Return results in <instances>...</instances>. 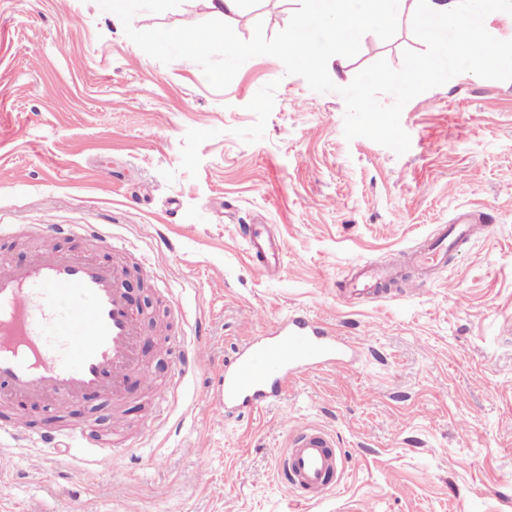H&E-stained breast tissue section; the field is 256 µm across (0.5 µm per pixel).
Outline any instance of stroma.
Returning <instances> with one entry per match:
<instances>
[{
    "label": "stroma",
    "instance_id": "obj_1",
    "mask_svg": "<svg viewBox=\"0 0 512 512\" xmlns=\"http://www.w3.org/2000/svg\"><path fill=\"white\" fill-rule=\"evenodd\" d=\"M297 0H247L227 22L250 39L283 30ZM79 25H70L71 15ZM206 0L139 30L212 19ZM425 45L402 17L387 41L365 34L345 70L355 76ZM339 94L313 92L271 56L248 60L223 90L189 60L149 57L95 0H0V224H106L133 255L160 268L143 360L168 382L180 354L155 335L173 303L176 327L208 331L214 363L303 310L360 350L343 370L293 381L276 404L224 421L186 379L168 415L131 384L122 408L99 396L60 414L122 437L114 463L52 455L0 436L13 468L0 512H512V81L456 77L408 102L399 155L346 140ZM488 231L453 250L434 281L388 284L379 299L344 303L361 263L417 247L461 209ZM265 224L279 264L259 270L240 234ZM332 430L346 471L323 500L297 503L277 474L288 427Z\"/></svg>",
    "mask_w": 512,
    "mask_h": 512
}]
</instances>
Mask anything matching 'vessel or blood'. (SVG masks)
<instances>
[{
	"label": "vessel or blood",
	"instance_id": "b4317fda",
	"mask_svg": "<svg viewBox=\"0 0 512 512\" xmlns=\"http://www.w3.org/2000/svg\"><path fill=\"white\" fill-rule=\"evenodd\" d=\"M484 229L482 213L459 212L438 235L407 252L405 260L432 281L456 244ZM34 230L43 244L26 263L0 254V403L12 409L11 419L0 421V431L21 434L62 455L79 453L109 463L115 444L89 425L29 426L27 408L70 406L91 393L119 405L134 377L140 386L152 387L156 409H164L188 374L209 366V344L203 332L187 341L170 323H160L156 334L186 344L187 353L170 383L153 385L141 362L142 316L128 299L120 266L97 255L101 249L126 252V245L103 224H38ZM243 238L256 264L265 268L277 261L275 239L259 226L245 228ZM75 239L88 241L89 249L67 248V241ZM397 273L394 265L361 264L346 283L344 297L379 298L382 283ZM355 354V345L334 326L295 311L271 323L265 336L233 345L206 393L225 418H236L281 401L299 373L345 366ZM343 471L334 434L315 424L291 429L277 459L280 478L304 502L332 492Z\"/></svg>",
	"mask_w": 512,
	"mask_h": 512
}]
</instances>
